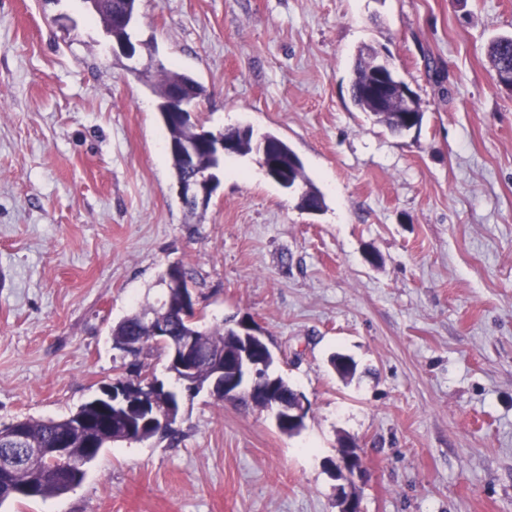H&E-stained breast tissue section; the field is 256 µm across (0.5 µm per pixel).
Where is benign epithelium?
Here are the masks:
<instances>
[{"label":"benign epithelium","instance_id":"1","mask_svg":"<svg viewBox=\"0 0 512 512\" xmlns=\"http://www.w3.org/2000/svg\"><path fill=\"white\" fill-rule=\"evenodd\" d=\"M373 56L376 68L368 84L370 97L378 108L385 110L393 99V93L400 94L403 105L397 114V120L406 126L411 125L416 112L415 93L400 81L388 59L376 52ZM168 98L174 115L185 117L195 112V104L186 98L180 88H170ZM170 149L181 154L187 168L195 167L198 143L172 144ZM209 150L221 160L224 154L235 152L236 139L226 130L224 136H219L209 143ZM178 186L181 199L198 206L206 205L214 193V183L200 175L181 181ZM164 286L167 300L164 303L163 315L153 314L147 318V323L153 326L155 336L168 346L166 371L180 376L182 385L191 390L199 391L206 388L220 399L255 404L256 395L264 391L270 362L274 360L272 355H259V350L267 346L265 336L253 324L240 320L234 324L233 329L241 338V343L236 345L230 355L213 356L201 348L197 336H176L172 332L173 321L199 311L188 278L183 275L168 276ZM203 364L208 365L209 376L201 383L197 375L199 367ZM100 399L111 403L117 410L129 414L135 412L143 416V419L139 420V427L145 426L150 432L146 435L138 432L141 439L161 438L175 430L180 416L179 396H170L168 387L161 386L160 381L152 377L142 382L137 381L131 387L119 385L108 390ZM260 408L271 411L278 425L284 421L299 425L305 422L310 404L300 392L297 393L295 402L291 404L268 393ZM2 443L15 450V457L18 460L27 461L41 457L40 449L28 447L26 437L13 428H0V444ZM364 472L363 461L341 454L337 456L333 467L335 478L348 481L362 477ZM338 504V512H363L360 497L343 486L338 488Z\"/></svg>","mask_w":512,"mask_h":512}]
</instances>
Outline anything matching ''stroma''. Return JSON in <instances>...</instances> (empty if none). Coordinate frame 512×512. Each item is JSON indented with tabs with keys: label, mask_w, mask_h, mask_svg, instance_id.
Wrapping results in <instances>:
<instances>
[{
	"label": "stroma",
	"mask_w": 512,
	"mask_h": 512,
	"mask_svg": "<svg viewBox=\"0 0 512 512\" xmlns=\"http://www.w3.org/2000/svg\"><path fill=\"white\" fill-rule=\"evenodd\" d=\"M510 33L512 0H139L129 59L84 0H0V427L126 376L112 327L174 264L205 326L252 319L310 403L289 436L269 411L185 397L177 443L112 444L66 494L0 512H337L346 438L363 512H512V90L486 55ZM370 50L419 127L353 105ZM161 64L204 86V128L287 141L322 212L255 153L188 209ZM364 472L363 460H357L353 456H344L338 453L333 467V476L336 479L345 478L348 481H353L354 478H361Z\"/></svg>",
	"instance_id": "obj_1"
}]
</instances>
